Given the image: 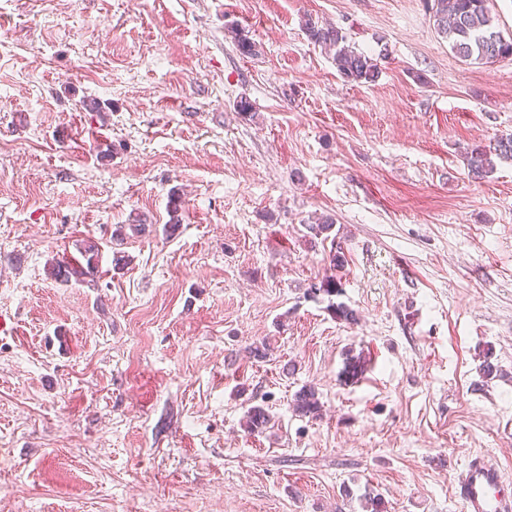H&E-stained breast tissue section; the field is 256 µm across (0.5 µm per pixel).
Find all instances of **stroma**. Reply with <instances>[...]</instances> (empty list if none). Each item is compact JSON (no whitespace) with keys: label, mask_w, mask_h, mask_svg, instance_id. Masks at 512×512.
Returning <instances> with one entry per match:
<instances>
[{"label":"stroma","mask_w":512,"mask_h":512,"mask_svg":"<svg viewBox=\"0 0 512 512\" xmlns=\"http://www.w3.org/2000/svg\"><path fill=\"white\" fill-rule=\"evenodd\" d=\"M508 134L512 59L462 62L426 0H0V512H463L471 455L512 478V161H463ZM87 238L93 282L50 277ZM302 26L314 42L334 50L336 70L346 82L367 84L378 80L381 74L378 64L365 53L347 45L341 29L320 26L310 15L303 16ZM293 411L300 416H317L320 412V403L314 387L303 386L298 390L292 399Z\"/></svg>","instance_id":"35a3bbf8"}]
</instances>
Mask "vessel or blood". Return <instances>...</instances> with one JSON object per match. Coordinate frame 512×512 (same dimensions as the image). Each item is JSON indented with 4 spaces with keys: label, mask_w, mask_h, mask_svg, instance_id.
Instances as JSON below:
<instances>
[{
    "label": "vessel or blood",
    "mask_w": 512,
    "mask_h": 512,
    "mask_svg": "<svg viewBox=\"0 0 512 512\" xmlns=\"http://www.w3.org/2000/svg\"><path fill=\"white\" fill-rule=\"evenodd\" d=\"M464 512H512V481L481 456L467 461L455 487Z\"/></svg>",
    "instance_id": "obj_1"
}]
</instances>
